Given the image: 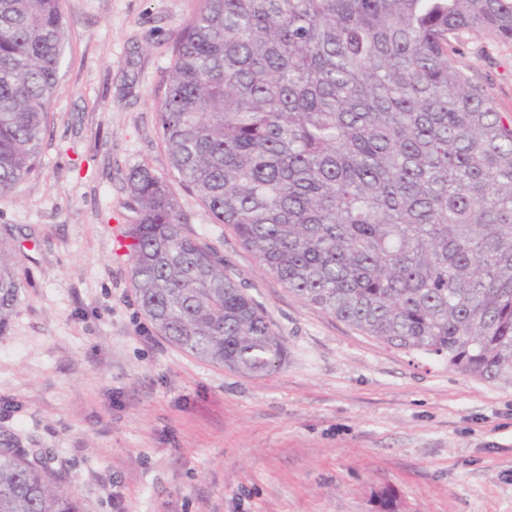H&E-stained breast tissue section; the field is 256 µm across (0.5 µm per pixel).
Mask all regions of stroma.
Instances as JSON below:
<instances>
[{"label":"stroma","instance_id":"stroma-1","mask_svg":"<svg viewBox=\"0 0 512 512\" xmlns=\"http://www.w3.org/2000/svg\"><path fill=\"white\" fill-rule=\"evenodd\" d=\"M197 0H59L61 83L39 169L0 200L24 288L0 335V448H38L83 512H512V386L407 353L306 304L179 183L158 133ZM455 66L512 116V41ZM167 180L281 336L263 376L174 347L141 311L125 178Z\"/></svg>","mask_w":512,"mask_h":512}]
</instances>
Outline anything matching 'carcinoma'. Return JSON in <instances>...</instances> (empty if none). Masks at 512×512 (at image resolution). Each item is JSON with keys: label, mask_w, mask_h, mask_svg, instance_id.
Wrapping results in <instances>:
<instances>
[{"label": "carcinoma", "mask_w": 512, "mask_h": 512, "mask_svg": "<svg viewBox=\"0 0 512 512\" xmlns=\"http://www.w3.org/2000/svg\"><path fill=\"white\" fill-rule=\"evenodd\" d=\"M512 41V0H198L159 133L179 183L285 288L375 340L512 385V117L450 38ZM59 0H0V200L34 173L59 91ZM127 190L133 288L156 332L253 376L284 343L185 232L145 165ZM23 288L0 235V335ZM0 512H81L29 448L0 449Z\"/></svg>", "instance_id": "carcinoma-1"}]
</instances>
